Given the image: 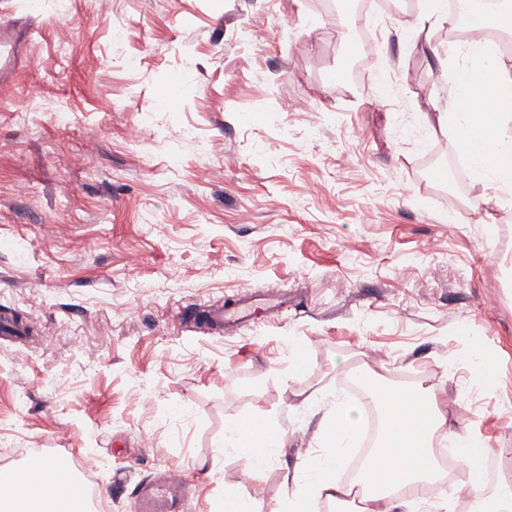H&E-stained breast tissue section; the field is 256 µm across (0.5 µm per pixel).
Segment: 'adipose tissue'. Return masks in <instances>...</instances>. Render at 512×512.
Segmentation results:
<instances>
[{
  "instance_id": "1",
  "label": "adipose tissue",
  "mask_w": 512,
  "mask_h": 512,
  "mask_svg": "<svg viewBox=\"0 0 512 512\" xmlns=\"http://www.w3.org/2000/svg\"><path fill=\"white\" fill-rule=\"evenodd\" d=\"M471 64L461 69L453 89L451 109L425 113L428 129L451 128L459 133L473 180L497 198L512 199V65L498 54L473 46ZM494 135V151H487V135ZM353 374L368 383L374 396L390 412L386 436L373 457L367 459L355 484L336 480L335 471L344 459L358 430L359 418L348 402L337 401L324 427L332 435L326 453L302 459L292 476V490L276 512H317L320 505L339 506L359 499V512H447L448 499L428 504L403 494L412 483L431 479L434 437L454 441L468 468L480 467L479 441L459 436L455 419L449 418L435 390L385 391V379L365 363L353 366ZM273 438L266 453L256 450L261 434ZM288 445V431L278 423L257 425L242 417L229 422L224 449L243 458L250 474L264 470L281 448Z\"/></svg>"
}]
</instances>
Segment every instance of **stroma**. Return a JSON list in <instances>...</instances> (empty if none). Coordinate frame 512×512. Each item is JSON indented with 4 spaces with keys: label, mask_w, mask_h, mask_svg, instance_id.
<instances>
[{
    "label": "stroma",
    "mask_w": 512,
    "mask_h": 512,
    "mask_svg": "<svg viewBox=\"0 0 512 512\" xmlns=\"http://www.w3.org/2000/svg\"><path fill=\"white\" fill-rule=\"evenodd\" d=\"M363 23L380 63L354 86ZM409 24L350 0H69L31 19L0 85V313L34 328L0 336V466L99 457L108 512L174 466L178 512L234 493L275 512L332 401L363 411L347 380L370 351L512 451V204L438 179L465 160L422 115L448 106L466 48L441 49L444 27L415 48ZM186 304L223 305V331ZM241 416L289 433L254 478L224 451Z\"/></svg>",
    "instance_id": "obj_1"
}]
</instances>
